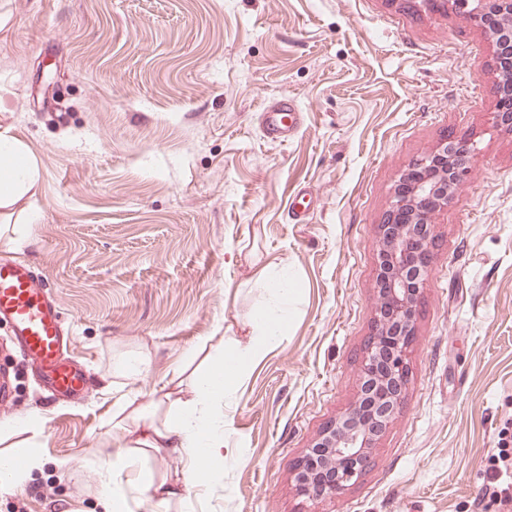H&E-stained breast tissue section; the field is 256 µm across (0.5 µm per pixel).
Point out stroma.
<instances>
[{
    "label": "stroma",
    "mask_w": 512,
    "mask_h": 512,
    "mask_svg": "<svg viewBox=\"0 0 512 512\" xmlns=\"http://www.w3.org/2000/svg\"><path fill=\"white\" fill-rule=\"evenodd\" d=\"M497 78L488 31L412 0H0V130L38 167L0 220V257L53 290L87 378L82 399L49 401L0 350V422L38 420L0 437V455L32 445L44 460L0 489V512H102L96 450L129 430L102 436L116 401L203 375L211 336L228 353L246 344L272 269L300 284L288 328L224 399L223 490L187 493L194 512H309L293 468L359 399L379 226L410 163L463 135L478 150L436 215L404 405L322 512H500L481 495L512 437V133L493 123ZM284 91L305 122L278 146L259 111ZM128 356L147 362L134 380L115 372ZM179 468L161 450L125 470L127 512L154 510L139 471Z\"/></svg>",
    "instance_id": "stroma-1"
}]
</instances>
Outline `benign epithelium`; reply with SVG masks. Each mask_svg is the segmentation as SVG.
<instances>
[{"mask_svg":"<svg viewBox=\"0 0 512 512\" xmlns=\"http://www.w3.org/2000/svg\"><path fill=\"white\" fill-rule=\"evenodd\" d=\"M453 10L478 20L492 9L512 19V0H449ZM438 151L448 152L446 165L433 167V156L414 160L409 171L416 175L407 194H395L387 223L380 225L378 248L387 275L377 289L379 302L373 333L363 348L359 366L361 387L373 389L379 417L362 418L359 405L330 423L318 439L320 462L311 453L298 461L294 478L301 494L319 506L360 480L372 465L371 450L377 437L399 413L404 400L414 325L419 316L420 284L433 259L434 239L428 233L436 212L461 186L475 152L464 138L443 142Z\"/></svg>","mask_w":512,"mask_h":512,"instance_id":"1","label":"benign epithelium"}]
</instances>
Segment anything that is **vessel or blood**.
<instances>
[{
	"mask_svg": "<svg viewBox=\"0 0 512 512\" xmlns=\"http://www.w3.org/2000/svg\"><path fill=\"white\" fill-rule=\"evenodd\" d=\"M304 117L294 95L279 94L261 112L263 135L273 143L289 142ZM0 322L9 326L14 345L30 356L51 395L77 398L83 394V371L64 356L66 329L56 298L50 289L38 285L25 264L9 257H0Z\"/></svg>",
	"mask_w": 512,
	"mask_h": 512,
	"instance_id": "1",
	"label": "vessel or blood"
}]
</instances>
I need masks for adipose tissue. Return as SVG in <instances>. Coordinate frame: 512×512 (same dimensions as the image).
I'll list each match as a JSON object with an SVG mask.
<instances>
[{
  "mask_svg": "<svg viewBox=\"0 0 512 512\" xmlns=\"http://www.w3.org/2000/svg\"><path fill=\"white\" fill-rule=\"evenodd\" d=\"M36 179L33 158L17 139L0 131V207L14 204L31 189ZM264 286L272 302L255 313L250 323L249 344L228 357L215 352L206 375L191 380L190 399H174L166 404L149 394L136 404L125 400L116 404L112 421L103 422L102 428L107 433L116 420L136 427L134 439L113 449L107 462L114 477L103 485L106 512H121L125 505V489L117 481V474L152 449H170L185 462L178 479L158 480L146 474L141 477L161 512H166L172 503L182 501L183 490L193 478L204 474L213 482L223 477L224 390L234 383L264 344L282 334L297 294L294 282L271 274L267 275Z\"/></svg>",
  "mask_w": 512,
  "mask_h": 512,
  "instance_id": "ef3b65f1",
  "label": "adipose tissue"
}]
</instances>
